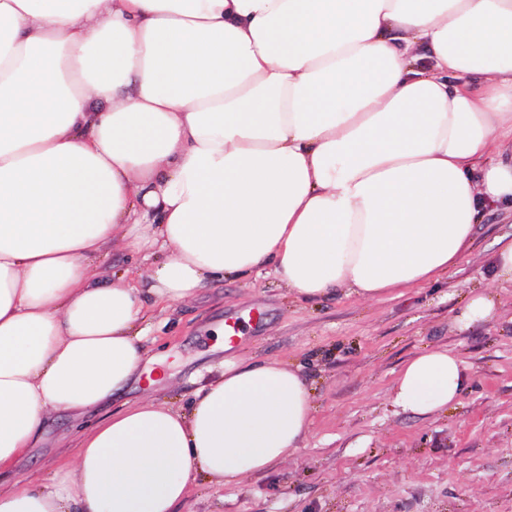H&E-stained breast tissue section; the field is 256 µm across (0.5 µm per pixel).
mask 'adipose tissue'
Returning a JSON list of instances; mask_svg holds the SVG:
<instances>
[{"mask_svg":"<svg viewBox=\"0 0 512 512\" xmlns=\"http://www.w3.org/2000/svg\"><path fill=\"white\" fill-rule=\"evenodd\" d=\"M512 202V0H0V479L53 412H92L66 481L0 512H177L288 461L313 404L277 359H224L187 407L113 406L140 324L229 277L307 303L437 280ZM123 247L148 287L107 279ZM467 375L409 358L427 416ZM148 262L127 250L114 249L109 250L108 256L104 262V270L108 277L124 275L129 269L139 267L145 269Z\"/></svg>","mask_w":512,"mask_h":512,"instance_id":"obj_1","label":"adipose tissue"}]
</instances>
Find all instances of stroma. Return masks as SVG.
<instances>
[{
    "mask_svg": "<svg viewBox=\"0 0 512 512\" xmlns=\"http://www.w3.org/2000/svg\"><path fill=\"white\" fill-rule=\"evenodd\" d=\"M511 239L512 215L491 208L448 274L400 295L303 304L260 275L215 282L156 316L146 356L116 403L150 396L187 405L211 369L238 355L298 367L314 404L305 442L287 462L225 487L196 474L180 512H512V284L493 278L499 245ZM486 289L496 316L459 327V308ZM223 322L239 329L227 349L212 332ZM435 346L461 360L465 390L446 410L402 411L392 401L399 369ZM89 421L53 413L14 479L60 480Z\"/></svg>",
    "mask_w": 512,
    "mask_h": 512,
    "instance_id": "1",
    "label": "stroma"
}]
</instances>
